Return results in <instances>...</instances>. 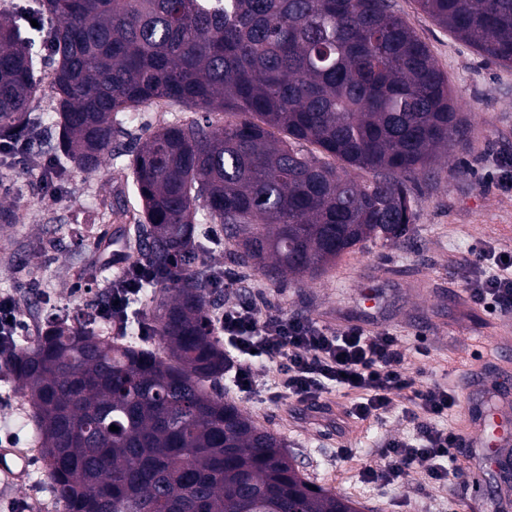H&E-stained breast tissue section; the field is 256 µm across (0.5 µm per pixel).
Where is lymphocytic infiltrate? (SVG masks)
Masks as SVG:
<instances>
[{
	"instance_id": "1",
	"label": "lymphocytic infiltrate",
	"mask_w": 512,
	"mask_h": 512,
	"mask_svg": "<svg viewBox=\"0 0 512 512\" xmlns=\"http://www.w3.org/2000/svg\"><path fill=\"white\" fill-rule=\"evenodd\" d=\"M465 291L487 312L512 310V251L496 246L477 248L470 262ZM226 353L235 373L233 387L246 392L255 384L254 367L270 363L277 370L272 400L295 399L319 407L332 390L355 393L350 408L361 421L384 419L395 396L419 400L411 415V439H390L379 450L380 461L365 466L368 482L383 486L417 481L445 486L463 481L457 450L461 436L446 420L458 406V393L436 382L417 388L405 368L406 344L401 336L348 326L329 332L305 318L259 315L250 301L225 304L219 321Z\"/></svg>"
}]
</instances>
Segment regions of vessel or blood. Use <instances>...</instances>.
Listing matches in <instances>:
<instances>
[{"instance_id": "vessel-or-blood-1", "label": "vessel or blood", "mask_w": 512, "mask_h": 512, "mask_svg": "<svg viewBox=\"0 0 512 512\" xmlns=\"http://www.w3.org/2000/svg\"><path fill=\"white\" fill-rule=\"evenodd\" d=\"M124 231V226H114L112 245L104 257L105 262L115 267L125 263L127 249ZM479 391L480 374L477 370H469L468 374L462 376L459 386L460 413L466 423L459 458L471 481L477 483L512 454V420L502 410L481 404L477 399ZM28 465L21 450L0 447L1 478L23 483Z\"/></svg>"}]
</instances>
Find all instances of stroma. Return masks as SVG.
<instances>
[{
  "label": "stroma",
  "mask_w": 512,
  "mask_h": 512,
  "mask_svg": "<svg viewBox=\"0 0 512 512\" xmlns=\"http://www.w3.org/2000/svg\"><path fill=\"white\" fill-rule=\"evenodd\" d=\"M394 9L428 45L448 77L458 111L472 126L466 142L415 175L407 240L367 243L301 283L273 282L236 265L233 247L225 242L206 258L232 279L221 291L224 301L249 298L260 313L307 318L331 331L350 325L393 330L406 343L405 366L417 384H458V354L472 355L475 365L489 372L487 402L494 406L498 393L512 394V359L503 362L491 352L488 342L502 323L472 304L463 285L474 248H512V237L499 234L512 227V191L496 183L497 162L512 158V67L485 59L422 12L416 0H394ZM176 115L195 117L194 111L163 103L141 108L126 122L121 144L134 148ZM30 151L32 163L0 161V203L15 214L12 222L0 221V293H16L20 313L40 333L58 301L70 300L79 309L94 302L95 289L74 270L90 255L74 228L90 224L102 236L112 230L101 216V203L123 190L126 180L111 160L93 174L71 165L58 174V192L52 196L39 183L41 164L53 157L43 136H33ZM275 378L274 365H260L258 393L228 389L224 397L283 437L310 481L350 497L361 512H461L464 487L380 486L362 478L365 466L378 463L386 440L413 435L408 416L418 412L416 402L399 396L384 420L352 423L343 415L352 395L329 394L317 409L278 403L261 395ZM344 446L352 448V458L340 457Z\"/></svg>",
  "instance_id": "obj_1"
}]
</instances>
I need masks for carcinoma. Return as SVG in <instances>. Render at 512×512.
I'll use <instances>...</instances> for the list:
<instances>
[{
  "label": "carcinoma",
  "instance_id": "obj_1",
  "mask_svg": "<svg viewBox=\"0 0 512 512\" xmlns=\"http://www.w3.org/2000/svg\"><path fill=\"white\" fill-rule=\"evenodd\" d=\"M416 2L512 66V0ZM37 11L47 26L30 36L0 14V140L42 124L38 41L53 56L61 165L94 172L119 158L123 117L160 101L242 117L166 124L126 164L158 344L109 341L88 312L13 352L53 495L66 512H360L224 401L207 288L221 271L200 239L220 224L239 265L300 281L368 241L405 239L416 172L470 134L430 49L391 0H38Z\"/></svg>",
  "mask_w": 512,
  "mask_h": 512
}]
</instances>
